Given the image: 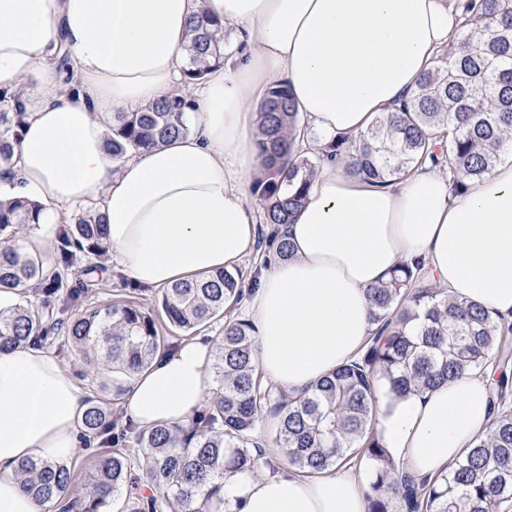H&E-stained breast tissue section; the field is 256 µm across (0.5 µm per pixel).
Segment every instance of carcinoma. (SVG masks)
<instances>
[{"instance_id":"cac0c4a2","label":"carcinoma","mask_w":512,"mask_h":512,"mask_svg":"<svg viewBox=\"0 0 512 512\" xmlns=\"http://www.w3.org/2000/svg\"><path fill=\"white\" fill-rule=\"evenodd\" d=\"M458 6L461 28L483 40L442 52L409 99L378 115L355 140L338 135L322 148L293 149L305 129L301 115L285 86L268 90L259 112L255 191L270 226L266 246L279 257L291 253L280 226L291 223L326 158L373 184L403 180L429 162L446 171L456 194L512 155V0H458ZM224 51V24L191 20L185 83L222 64ZM20 97L0 93V166L12 163L19 144L26 116ZM190 109L191 100L179 94L139 112L112 113L113 159L188 132ZM40 216L34 200H0V291L35 297L0 308V352L63 337L97 374L117 373L124 382L148 369L165 352L151 313L125 304L66 315L89 296L92 284L82 276L98 271L109 252L104 214L82 208L60 224L49 261L15 245ZM242 294L241 281L226 270L163 289L161 310L172 328L188 332L225 313L214 363L220 388L189 426L145 431L128 422L116 431L110 409L91 400L82 425L101 451L86 492H74L66 464L36 459L17 467L27 493L58 512H101L123 488L128 512H216L224 473H251L263 458L254 433L270 413L282 456L303 475L352 462L369 466L366 512H512V320L448 298L422 263L403 264L369 289L374 329L363 349L297 398L259 374L251 325L232 317ZM489 367L495 369L492 424L452 469L416 480L375 429L377 384L405 396ZM129 445L137 448L142 479L155 489L149 496L129 490L131 466L120 451Z\"/></svg>"}]
</instances>
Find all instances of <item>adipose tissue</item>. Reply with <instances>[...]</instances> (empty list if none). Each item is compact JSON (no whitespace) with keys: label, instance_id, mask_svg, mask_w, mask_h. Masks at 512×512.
<instances>
[{"label":"adipose tissue","instance_id":"1","mask_svg":"<svg viewBox=\"0 0 512 512\" xmlns=\"http://www.w3.org/2000/svg\"><path fill=\"white\" fill-rule=\"evenodd\" d=\"M457 0H0V93L24 89L20 147L0 167V200L28 197L59 213L93 203L114 264L165 288L231 268L254 245L257 105L285 85L322 142L359 137L409 97L459 28ZM234 26L223 65L182 83L191 18ZM66 50L71 70L58 68ZM196 102L189 134L113 161V112L175 89ZM284 232L290 258L267 257L246 301L257 364L278 389L304 393L371 332L367 291L401 263L424 260L449 294L512 314V160L451 195L434 167L376 186L324 162ZM213 343L192 338L126 386L137 429L186 425L219 385ZM489 377L378 401L377 429L409 472L446 471L492 422ZM83 391L50 350L0 353V512H51L22 488L24 459L81 448ZM225 512H365L340 468L308 478L236 473Z\"/></svg>","mask_w":512,"mask_h":512}]
</instances>
